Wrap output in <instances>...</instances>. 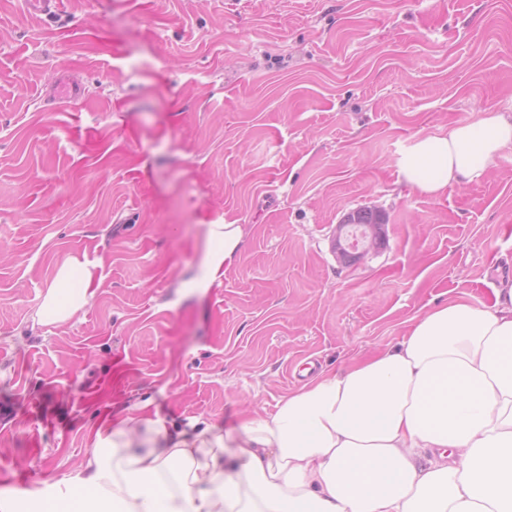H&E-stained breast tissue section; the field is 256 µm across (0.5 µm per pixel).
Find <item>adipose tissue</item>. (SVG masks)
I'll return each mask as SVG.
<instances>
[{"label":"adipose tissue","mask_w":512,"mask_h":512,"mask_svg":"<svg viewBox=\"0 0 512 512\" xmlns=\"http://www.w3.org/2000/svg\"><path fill=\"white\" fill-rule=\"evenodd\" d=\"M512 152V116L486 111L418 137L405 183L442 195ZM242 232L209 225L210 278L234 265ZM89 270L62 262L34 319L90 306ZM60 490L0 495V512H512V287L494 307L455 298L395 345L319 372L275 412L223 430L167 425L141 400L98 428Z\"/></svg>","instance_id":"obj_1"}]
</instances>
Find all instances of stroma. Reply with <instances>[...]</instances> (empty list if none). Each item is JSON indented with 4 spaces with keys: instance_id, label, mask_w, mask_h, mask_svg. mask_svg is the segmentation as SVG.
<instances>
[{
    "instance_id": "35a3bbf8",
    "label": "stroma",
    "mask_w": 512,
    "mask_h": 512,
    "mask_svg": "<svg viewBox=\"0 0 512 512\" xmlns=\"http://www.w3.org/2000/svg\"><path fill=\"white\" fill-rule=\"evenodd\" d=\"M486 109L512 113V0H0V492L73 474L135 401L230 428L307 362L385 349L451 297L492 305L512 153L438 197L400 172ZM366 206L387 245L342 266L331 236ZM212 224L243 240L209 282ZM69 257L93 304L33 325Z\"/></svg>"
}]
</instances>
